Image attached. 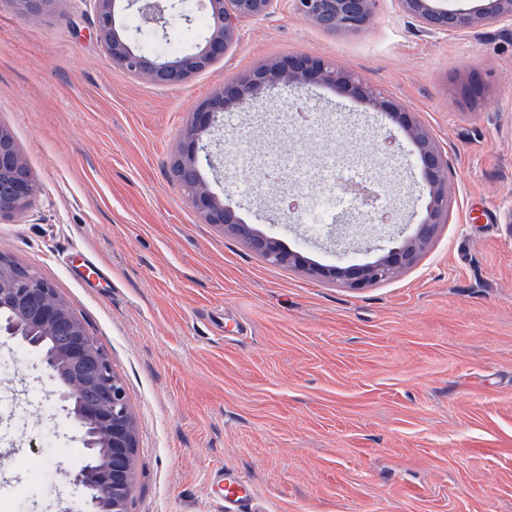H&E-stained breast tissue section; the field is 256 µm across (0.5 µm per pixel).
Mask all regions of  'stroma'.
I'll use <instances>...</instances> for the list:
<instances>
[{
	"mask_svg": "<svg viewBox=\"0 0 512 512\" xmlns=\"http://www.w3.org/2000/svg\"><path fill=\"white\" fill-rule=\"evenodd\" d=\"M182 10L192 23L155 34L160 59L204 42L202 0ZM293 54L405 106L448 159V221L387 282L270 265L173 178L197 107ZM474 79L473 103L460 90ZM219 123L204 180L311 263L370 261L421 217L412 146L366 103L312 84ZM0 126L39 186L0 221V255L55 288L108 353L137 423L130 512H233L220 468L259 512H512V24L428 37L377 0L368 29L333 34L280 0L210 69L165 87L112 67L91 0H51L36 22L0 0ZM243 148L266 167L242 169ZM354 156L383 185L388 223L330 191L327 164ZM287 196L326 199L320 233L284 215ZM52 389L39 355L0 336V501L16 512L83 500L65 474L86 451Z\"/></svg>",
	"mask_w": 512,
	"mask_h": 512,
	"instance_id": "35a3bbf8",
	"label": "stroma"
}]
</instances>
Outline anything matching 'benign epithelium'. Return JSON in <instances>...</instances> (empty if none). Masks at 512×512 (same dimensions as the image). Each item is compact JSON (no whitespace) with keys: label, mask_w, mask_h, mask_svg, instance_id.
<instances>
[{"label":"benign epithelium","mask_w":512,"mask_h":512,"mask_svg":"<svg viewBox=\"0 0 512 512\" xmlns=\"http://www.w3.org/2000/svg\"><path fill=\"white\" fill-rule=\"evenodd\" d=\"M52 0H13L16 12L38 20ZM95 30L112 67L151 84L177 86L224 58L238 39L246 20L269 17L277 0H206L208 32L204 45L171 60L157 61L133 45L119 21L121 12L133 10L166 31L168 17L179 14L175 0H94ZM294 10L313 25L331 33L357 32L375 20L376 0H290ZM402 13L418 22L427 35L450 34L482 25L512 23V0H489V6L470 12L438 9L433 0H396ZM315 83L332 88L342 97L358 98L386 112L404 129L422 170L428 198L425 214L415 231L388 253L364 264L336 265L323 274L351 288H364L393 278L416 263L439 225L448 223V166L441 150L423 125L393 101L322 59L291 55L256 68L247 77L224 86L213 99L199 106L186 130L173 162L178 185L192 207L208 224H231L247 245L266 261L299 267L302 257L278 250L271 237L253 233L239 221L233 206L212 192L200 170L203 135L216 126L217 114L238 106L245 98L271 93L280 87L302 90ZM39 187L11 133L0 127V220L25 211ZM11 308L18 323H0V335L16 338L38 351L51 380L61 384L60 398L68 403L67 415L76 425L91 465L68 472L70 483L84 491L78 512H128L127 498L135 474L137 426L126 392L112 370L109 356L90 336L68 303L37 272L16 274L0 264V308ZM64 337L59 347L46 353L40 341Z\"/></svg>","instance_id":"7a95c632"}]
</instances>
